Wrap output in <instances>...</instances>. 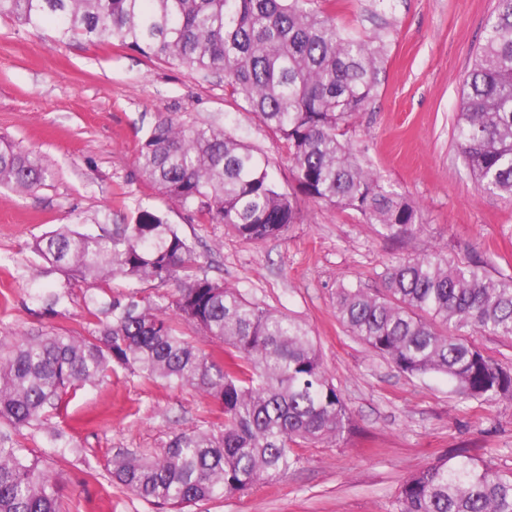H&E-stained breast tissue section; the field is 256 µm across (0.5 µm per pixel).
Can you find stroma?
Segmentation results:
<instances>
[{
	"label": "stroma",
	"instance_id": "35a3bbf8",
	"mask_svg": "<svg viewBox=\"0 0 512 512\" xmlns=\"http://www.w3.org/2000/svg\"><path fill=\"white\" fill-rule=\"evenodd\" d=\"M494 0H383L379 16L397 38L379 91L360 113L353 139L371 166L417 204L423 228L394 243L357 212L300 199V219L281 236L246 244L219 224H201L141 177L137 150L159 114L212 121L268 160L293 191L287 152L271 129L213 75L202 78L118 44L52 42L0 20V138L43 154L54 176L30 195L0 187V345L31 331L84 332V290L57 313L24 285L55 286L29 245L61 224L112 210L160 211L195 241L208 276L305 323L353 418L344 441L300 448V466L241 495L189 512H393L402 482L452 448L512 471V401L481 404L451 393L444 378H417L352 337L336 318L339 283L382 288L386 265L435 247L512 273V202L480 192L462 161L453 126L459 87L481 42ZM212 398L150 382L118 368L95 387L73 390L45 427L71 445L48 448L42 430L19 442L61 474L63 512H153L111 481L109 456L159 453L174 433L215 421Z\"/></svg>",
	"mask_w": 512,
	"mask_h": 512
}]
</instances>
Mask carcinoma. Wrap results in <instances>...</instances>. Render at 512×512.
I'll use <instances>...</instances> for the list:
<instances>
[{
	"label": "carcinoma",
	"instance_id": "obj_1",
	"mask_svg": "<svg viewBox=\"0 0 512 512\" xmlns=\"http://www.w3.org/2000/svg\"><path fill=\"white\" fill-rule=\"evenodd\" d=\"M0 19L56 43L82 38L130 47L205 76L283 141L296 192L279 188L266 160L224 128L160 116L141 140V175L202 224L257 244L300 217L298 196L358 212L388 239L422 228L419 208L345 138L377 94L394 41L383 20L369 33L336 22L319 0H0ZM454 133L477 189L512 201V0H495L483 43L460 87ZM39 153L0 140V186H46ZM31 251L63 281L44 298L57 312L85 286L87 332L25 333L0 348V512H62L58 477L23 454L15 436L58 413L65 396L118 366L151 381L207 393L223 415L174 434L152 457L107 459L112 480L156 512H183L297 468L295 447L338 442L352 419L327 376L309 328L200 271L193 243L158 211L122 224L101 211L81 226L34 239ZM383 290L340 283L336 316L350 335L400 371L442 375L460 398L512 400V367L486 357L471 333L512 339V275L431 249L385 268ZM120 281L123 290L106 292ZM173 285L151 294L142 285ZM232 346L238 361L184 337ZM395 512H512V472L459 448L411 474Z\"/></svg>",
	"mask_w": 512,
	"mask_h": 512
}]
</instances>
